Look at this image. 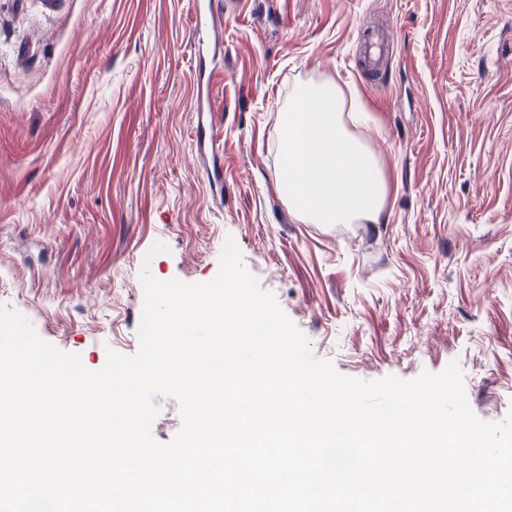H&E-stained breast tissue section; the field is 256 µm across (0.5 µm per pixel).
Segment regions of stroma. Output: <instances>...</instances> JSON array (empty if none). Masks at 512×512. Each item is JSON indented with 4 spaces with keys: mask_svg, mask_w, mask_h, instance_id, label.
Listing matches in <instances>:
<instances>
[{
    "mask_svg": "<svg viewBox=\"0 0 512 512\" xmlns=\"http://www.w3.org/2000/svg\"><path fill=\"white\" fill-rule=\"evenodd\" d=\"M221 183L195 142L193 0H0V304L92 371L138 349L142 269L207 283L226 240L348 377L458 362L512 412V0H212ZM391 34L383 78L360 39ZM330 81L383 170L380 224H303L281 113ZM168 253L146 260L155 242Z\"/></svg>",
    "mask_w": 512,
    "mask_h": 512,
    "instance_id": "1",
    "label": "stroma"
}]
</instances>
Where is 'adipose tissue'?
<instances>
[{
  "instance_id": "1",
  "label": "adipose tissue",
  "mask_w": 512,
  "mask_h": 512,
  "mask_svg": "<svg viewBox=\"0 0 512 512\" xmlns=\"http://www.w3.org/2000/svg\"><path fill=\"white\" fill-rule=\"evenodd\" d=\"M277 187L304 224L381 223L386 184L377 160L348 130L333 83L298 85L288 98Z\"/></svg>"
}]
</instances>
